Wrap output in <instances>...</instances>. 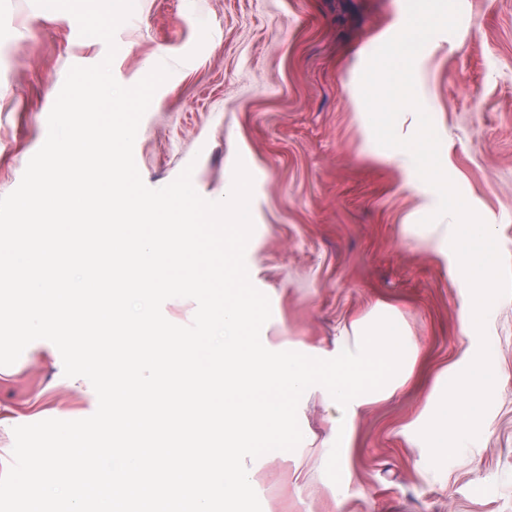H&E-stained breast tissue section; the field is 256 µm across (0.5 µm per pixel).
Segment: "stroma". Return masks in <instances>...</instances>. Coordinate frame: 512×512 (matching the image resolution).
Wrapping results in <instances>:
<instances>
[{
  "label": "stroma",
  "mask_w": 512,
  "mask_h": 512,
  "mask_svg": "<svg viewBox=\"0 0 512 512\" xmlns=\"http://www.w3.org/2000/svg\"><path fill=\"white\" fill-rule=\"evenodd\" d=\"M459 5L457 32L435 35L417 56L415 84L449 177L492 224L512 267V0ZM42 13L33 0H0V196L43 145L69 68L107 53L69 13L51 22ZM406 18V0H135L115 34L121 85L160 63L172 70L134 143L143 182L164 187L189 166L198 194L219 201L236 162L253 177L245 264L270 302L262 342L320 358L345 326L384 304L419 348L406 384L355 421L340 452L351 477L345 499L325 474L337 412L313 394L297 411L295 450L245 461L262 512H512V295L486 322L500 383L478 437L437 469L401 435L436 378L479 346L460 329L467 288L405 231L419 221L420 180L365 146L363 66ZM97 405L86 378L64 375L55 345L32 342L0 366V474L14 427L83 419Z\"/></svg>",
  "instance_id": "stroma-1"
}]
</instances>
